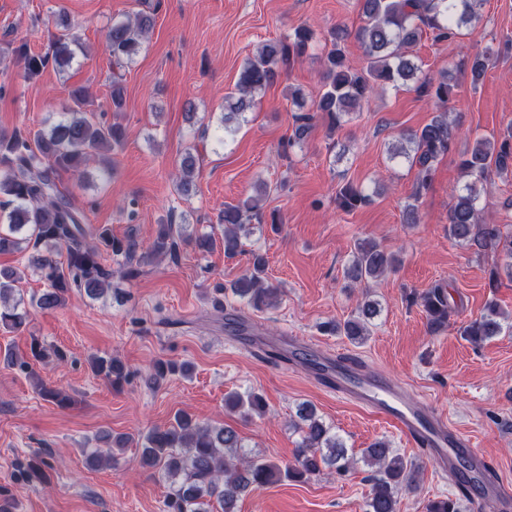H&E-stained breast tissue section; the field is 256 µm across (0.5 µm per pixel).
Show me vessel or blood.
<instances>
[{
  "mask_svg": "<svg viewBox=\"0 0 512 512\" xmlns=\"http://www.w3.org/2000/svg\"><path fill=\"white\" fill-rule=\"evenodd\" d=\"M288 356L291 364L313 366L325 390L384 419L432 458L440 473L455 475L457 485L467 490L473 512H506L512 506V488L486 477V462L474 453L471 439L443 415L414 404L399 384L371 374L345 353L318 352L302 336L289 337Z\"/></svg>",
  "mask_w": 512,
  "mask_h": 512,
  "instance_id": "vessel-or-blood-1",
  "label": "vessel or blood"
}]
</instances>
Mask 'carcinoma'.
I'll list each match as a JSON object with an SVG mask.
<instances>
[{"mask_svg": "<svg viewBox=\"0 0 512 512\" xmlns=\"http://www.w3.org/2000/svg\"><path fill=\"white\" fill-rule=\"evenodd\" d=\"M482 0H360L362 24L355 32L364 49V65L358 69L347 60L341 42L350 36L344 28L330 32L331 48L323 58L322 86L318 95L307 105V95L297 89L291 92L293 104L301 111L296 117L293 136L288 147L300 143L313 121L320 117L331 128L342 126L343 118L370 102L371 98L389 88L409 87L421 96L435 101L436 115L422 128L406 137V144L392 147V156L404 157L416 169L414 199H419L428 187L434 165L448 153L455 138V124L449 119L448 98L451 86L448 73L440 78L421 76V67L408 54V48L429 31L437 40L457 35L461 28L473 32L480 22L477 6ZM59 34L43 53L30 51L27 43L9 46L10 53L32 78L52 65L64 69L74 59V49L81 47L80 25L68 15L57 17ZM153 18L142 12L112 22L108 27L106 49L117 68H123L141 51ZM315 33L308 25L294 29L283 39L268 41L257 48L240 72L234 89L224 95L222 144L234 134L245 114L252 110L259 94L276 83L292 63L309 55ZM489 55L477 52L468 60L473 83L485 75ZM112 111L124 106L122 75L112 74L110 91ZM90 91L85 87L69 93L62 106L60 119L48 129L15 131L0 134V197L5 208L0 211V253L35 252L36 270L47 288L33 296L31 306L40 310L62 307L74 288L95 299L107 291L111 272L102 264V253L124 260L125 275L134 278L138 270L131 264L136 244L112 236L106 226L95 229V241L87 240L82 216L62 196L56 183L59 171L79 173L91 162L105 163L110 171L107 153L120 148L126 139L125 128L117 123L106 124L95 119L89 110ZM195 149L188 148L180 156L177 190L187 194L194 184L197 169ZM460 169L468 181L456 191L448 214V237L479 252L500 253L504 263L495 265L489 273V287L499 285L501 274L512 280V234L499 224H488L479 206L483 182L491 173H512V134L500 139L478 137L474 145L461 155ZM267 186L259 183L254 194L236 205L224 206L219 223L224 225V254L233 257L243 251L242 238L250 235L247 224L262 219L261 202ZM370 201L362 187L344 185L336 195L337 206L352 211ZM189 222L176 224L168 220L158 225L149 246L151 254L175 256L178 241L187 240L201 252L214 244L209 233L188 232ZM400 265L397 254L386 250L375 240L357 243L353 258L345 269V278L352 284L375 280L395 271ZM266 255L260 249L250 251L249 271L224 287L240 302L256 310L275 305L278 288L265 278ZM16 267L0 268V325L7 329L22 328L30 316L26 309L11 302L16 285L22 280ZM449 284L437 282L419 296L431 330L448 326L452 312ZM381 313V304L368 299L342 322H331L328 330L360 343L370 335V328ZM503 313L497 303L486 305L485 313L463 328V336L479 342L498 336L503 330ZM49 358L64 360L58 348L49 349L35 336L31 337L30 360L13 362L22 372L34 375L30 361ZM92 372L113 389H119L130 376L128 367L113 357L94 356ZM186 363L158 361L148 374L158 385L167 376L188 374ZM41 397L59 408L74 404L73 398L59 388L39 384ZM224 406L243 418L265 412L266 404L255 392H232L224 398ZM294 428L301 440L294 462L281 465L271 456L251 455L244 450L242 438L231 426L210 428L200 425L185 412H179L174 422L156 427L142 437L139 463L157 471L167 484L164 512H235L241 496L269 484L288 479L302 481L325 469L343 476L355 464L354 455L344 442L332 433L310 403L297 406ZM108 446L107 453L96 448L87 456L91 466L103 460L116 459L115 450H123L135 442L128 436L119 443L105 433L99 437ZM364 463L374 468L372 487L365 512H397L398 498L403 487L411 484L419 471L413 460L396 453L387 442L378 440L362 451ZM14 478L19 485L50 480L52 464L44 457L32 455L13 463Z\"/></svg>", "mask_w": 512, "mask_h": 512, "instance_id": "cac0c4a2", "label": "carcinoma"}]
</instances>
